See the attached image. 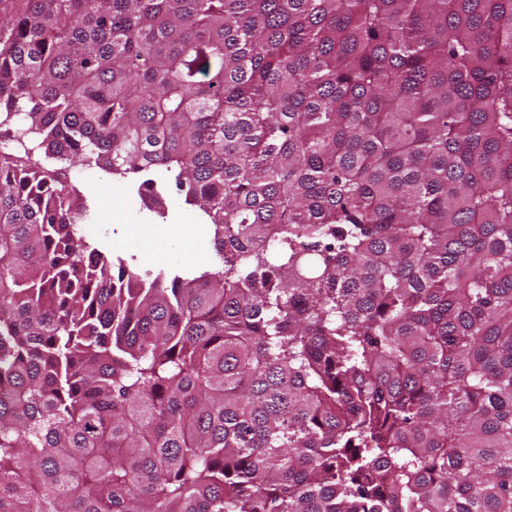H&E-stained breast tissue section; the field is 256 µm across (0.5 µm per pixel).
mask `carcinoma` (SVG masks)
Wrapping results in <instances>:
<instances>
[{
	"label": "carcinoma",
	"instance_id": "obj_1",
	"mask_svg": "<svg viewBox=\"0 0 512 512\" xmlns=\"http://www.w3.org/2000/svg\"><path fill=\"white\" fill-rule=\"evenodd\" d=\"M18 117L0 512H512V0H0ZM45 159L218 264L115 266ZM147 178L167 199L164 214L143 203L147 192L139 187ZM65 182L78 192L91 215V224L78 225L79 235L116 266L121 263L150 282L160 270L184 273L211 265L212 233L203 213L184 202V193L164 173L123 177L76 164Z\"/></svg>",
	"mask_w": 512,
	"mask_h": 512
}]
</instances>
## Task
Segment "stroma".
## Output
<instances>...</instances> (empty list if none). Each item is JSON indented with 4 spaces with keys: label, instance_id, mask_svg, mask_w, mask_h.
Returning a JSON list of instances; mask_svg holds the SVG:
<instances>
[{
    "label": "stroma",
    "instance_id": "35a3bbf8",
    "mask_svg": "<svg viewBox=\"0 0 512 512\" xmlns=\"http://www.w3.org/2000/svg\"><path fill=\"white\" fill-rule=\"evenodd\" d=\"M154 189L167 200L164 212L146 208L142 175H114L94 166L76 164L66 182L88 207L91 221L79 225L85 241L152 281L159 271L183 273L211 265L212 233L198 207L164 173L153 175Z\"/></svg>",
    "mask_w": 512,
    "mask_h": 512
}]
</instances>
